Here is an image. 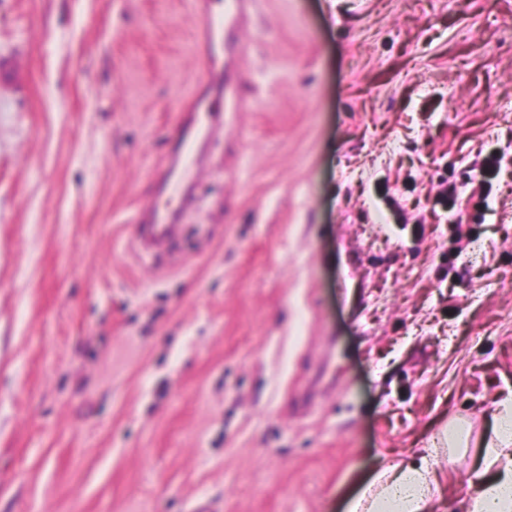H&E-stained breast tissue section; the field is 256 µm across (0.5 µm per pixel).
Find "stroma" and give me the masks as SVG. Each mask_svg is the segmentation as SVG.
<instances>
[{"label": "stroma", "instance_id": "obj_1", "mask_svg": "<svg viewBox=\"0 0 512 512\" xmlns=\"http://www.w3.org/2000/svg\"><path fill=\"white\" fill-rule=\"evenodd\" d=\"M196 2L0 0V512H341L512 390V0H254L244 57ZM180 143L182 146L181 158L177 159L176 165L179 168L180 180H198L201 167L195 152V136L189 128H182L179 131ZM177 166H174L170 174L176 176ZM177 215L160 211L153 204L144 208L143 223L137 226V242L144 249L160 247L168 238L176 234L179 224Z\"/></svg>", "mask_w": 512, "mask_h": 512}]
</instances>
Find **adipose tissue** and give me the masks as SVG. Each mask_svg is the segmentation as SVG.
I'll return each mask as SVG.
<instances>
[{
	"label": "adipose tissue",
	"mask_w": 512,
	"mask_h": 512,
	"mask_svg": "<svg viewBox=\"0 0 512 512\" xmlns=\"http://www.w3.org/2000/svg\"><path fill=\"white\" fill-rule=\"evenodd\" d=\"M439 454V448H425L416 459L376 467L345 512H443L434 466ZM469 468L463 512H512V391L495 402Z\"/></svg>",
	"instance_id": "ef3b65f1"
}]
</instances>
